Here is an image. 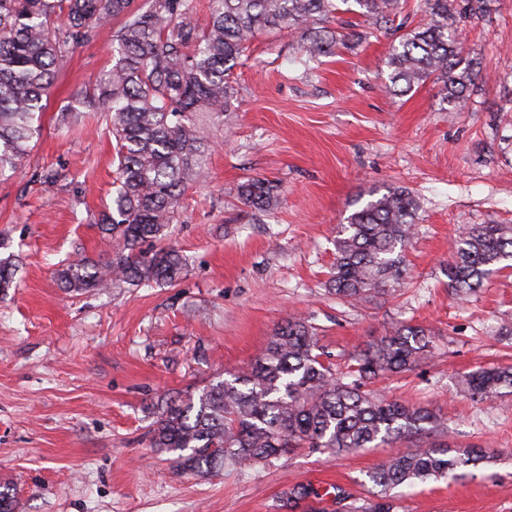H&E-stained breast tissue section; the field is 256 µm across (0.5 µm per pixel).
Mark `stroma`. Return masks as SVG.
<instances>
[{"label": "stroma", "mask_w": 512, "mask_h": 512, "mask_svg": "<svg viewBox=\"0 0 512 512\" xmlns=\"http://www.w3.org/2000/svg\"><path fill=\"white\" fill-rule=\"evenodd\" d=\"M424 17V0H404L381 27L348 16L346 45L313 58L299 35L257 34L169 228L187 266L167 287L79 293L56 280L62 264L115 250L101 219L116 190V141L103 106L84 96L112 66L119 20L69 51L19 171L0 181V258L16 265L15 287L0 292V488L16 512H283L295 483L324 491L307 505L326 512H336L333 487L366 496L388 449L297 450L270 467L196 477L150 445L161 401L250 366L296 315L339 371L392 326L430 330L434 357L377 389L431 409L450 444L497 459L417 487L400 512H512V393L476 401L462 388L473 370L512 364V340L489 334L512 323V268L462 298L442 273L462 226L512 225V0H489L465 22L475 80L460 111L430 82L401 95L384 87L394 29ZM249 176L278 185L277 208L238 200ZM388 187L420 205L406 281L393 295L340 303L326 288L338 227L356 200Z\"/></svg>", "instance_id": "obj_1"}]
</instances>
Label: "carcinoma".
Returning <instances> with one entry per match:
<instances>
[{
	"label": "carcinoma",
	"mask_w": 512,
	"mask_h": 512,
	"mask_svg": "<svg viewBox=\"0 0 512 512\" xmlns=\"http://www.w3.org/2000/svg\"><path fill=\"white\" fill-rule=\"evenodd\" d=\"M426 21L399 36L389 58V92H408L427 81L440 85L442 101L460 111L474 82L463 60L460 19L451 0H426ZM402 0H209L204 29L186 22L193 0H0V180L16 173L39 130L43 96L70 49L94 29L121 19L110 71L95 97L106 105L117 145L118 188L102 222L117 243L112 259H81L59 280L72 291L151 287L175 282L185 258L174 248L146 250L177 221L185 189L200 173L211 145L200 116H220L233 97L230 72L254 36L287 30L301 36L305 52L319 56L341 41L331 24L345 10L374 26L388 23ZM241 202L266 212L277 206L278 186L260 177L238 185ZM418 210L405 189H389L355 209L340 225L330 290L345 304L389 296L407 276L403 250ZM512 267V225L476 224L460 231L443 274L448 290L465 296L493 273ZM12 260L0 259V289L12 286ZM312 326L290 317L274 330L261 356L244 370L160 407L151 447L172 455L177 471L205 474L218 467L242 471L272 466L296 449L336 456L357 448L395 445L416 433H445L424 407L368 389L432 357L431 334L394 326L356 358L350 377L326 365ZM476 401L512 389V366L481 368L463 381ZM489 463L481 447L450 454L447 442L398 450L368 475L376 488L354 498L341 487V512H399L393 490L453 480ZM320 497L311 484L285 491L284 506Z\"/></svg>",
	"instance_id": "obj_1"
}]
</instances>
